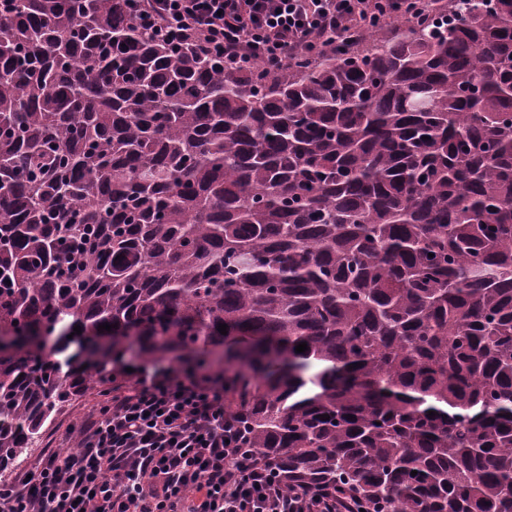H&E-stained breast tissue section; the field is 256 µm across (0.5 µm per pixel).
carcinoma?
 Wrapping results in <instances>:
<instances>
[{
	"instance_id": "1",
	"label": "carcinoma",
	"mask_w": 512,
	"mask_h": 512,
	"mask_svg": "<svg viewBox=\"0 0 512 512\" xmlns=\"http://www.w3.org/2000/svg\"><path fill=\"white\" fill-rule=\"evenodd\" d=\"M12 2L0 476L132 349L223 366L287 489L512 512V0L260 82L116 0Z\"/></svg>"
}]
</instances>
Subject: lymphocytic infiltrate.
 I'll return each instance as SVG.
<instances>
[{
    "mask_svg": "<svg viewBox=\"0 0 512 512\" xmlns=\"http://www.w3.org/2000/svg\"><path fill=\"white\" fill-rule=\"evenodd\" d=\"M133 24L169 44L195 42L247 67L287 68L401 17L431 18L439 0H121ZM77 451L46 449L0 484V512H360L325 489L284 492L224 411V373L170 365L135 370L71 427Z\"/></svg>",
    "mask_w": 512,
    "mask_h": 512,
    "instance_id": "obj_1",
    "label": "lymphocytic infiltrate"
}]
</instances>
